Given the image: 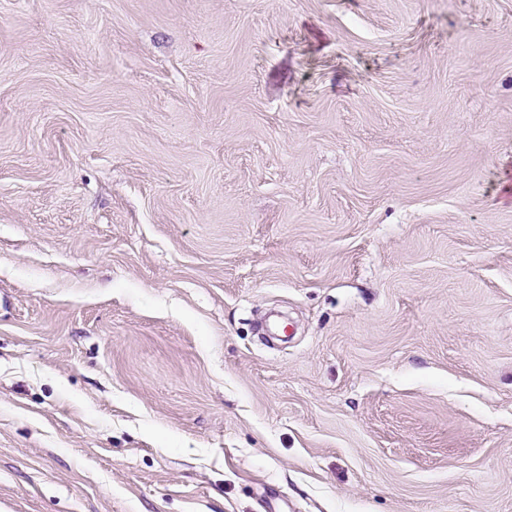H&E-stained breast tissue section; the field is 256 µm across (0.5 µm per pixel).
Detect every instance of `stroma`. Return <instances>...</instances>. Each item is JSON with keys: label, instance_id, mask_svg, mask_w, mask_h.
Segmentation results:
<instances>
[{"label": "stroma", "instance_id": "stroma-1", "mask_svg": "<svg viewBox=\"0 0 512 512\" xmlns=\"http://www.w3.org/2000/svg\"><path fill=\"white\" fill-rule=\"evenodd\" d=\"M0 512H512V0H0Z\"/></svg>", "mask_w": 512, "mask_h": 512}]
</instances>
